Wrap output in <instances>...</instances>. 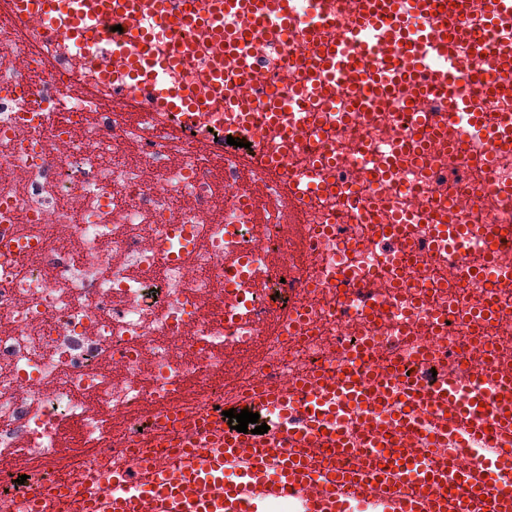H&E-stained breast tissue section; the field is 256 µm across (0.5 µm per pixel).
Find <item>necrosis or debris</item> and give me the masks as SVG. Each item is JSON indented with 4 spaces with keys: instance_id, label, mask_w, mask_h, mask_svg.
Listing matches in <instances>:
<instances>
[{
    "instance_id": "1",
    "label": "necrosis or debris",
    "mask_w": 512,
    "mask_h": 512,
    "mask_svg": "<svg viewBox=\"0 0 512 512\" xmlns=\"http://www.w3.org/2000/svg\"><path fill=\"white\" fill-rule=\"evenodd\" d=\"M38 26L0 23L1 462L27 460L42 482L74 434L90 450L78 476L106 482L192 436L164 412L211 413L355 355L373 373L397 366V393L491 367L512 381V154L490 135L419 154L411 113L354 114L339 94L280 137L231 56L223 111L131 121L70 93L64 61L39 62L23 36ZM300 45L259 40L262 87L289 97ZM298 177L318 186L308 202ZM397 220L402 241L383 231ZM438 220L496 225L498 271L473 280L484 241L440 238ZM510 448L509 432L490 448L457 431L421 457L509 484Z\"/></svg>"
}]
</instances>
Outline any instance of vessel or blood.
<instances>
[{
    "mask_svg": "<svg viewBox=\"0 0 512 512\" xmlns=\"http://www.w3.org/2000/svg\"><path fill=\"white\" fill-rule=\"evenodd\" d=\"M20 22L48 20L59 9L69 15L67 68L78 92L102 97L113 108L125 109L149 102L155 112L191 113L218 108L224 99V73L207 69L181 88L169 87L167 75L185 68L186 48L169 49L157 56L151 32L135 27L126 45H109L100 51L103 22L111 14L140 15L149 11L157 23L177 22L208 41L216 59L235 56L242 85H251L255 61L250 45L257 36L301 28L307 45L316 49L317 65L301 67L292 76L296 86L294 107L304 111L308 97L344 87L356 110L368 111L399 102L410 112L423 135L444 132L455 147L467 144L469 130L490 131L500 153H512V129H489L485 113L469 114L467 124L457 120L467 112L469 89L492 91L512 101V0H319L315 24L302 25L292 0H0ZM477 15L481 30L467 19ZM244 16L251 27L227 34L225 20ZM426 19L414 29L412 17ZM339 29L336 42L323 38ZM435 98L444 107L435 117L420 111L422 100ZM359 366L347 367L341 376L319 374L299 391L264 390L243 399L241 408L257 412L266 408L287 417L289 404L302 403L305 423L272 433L244 434L231 429L225 419L204 415L189 420L201 438L183 444L164 456L157 471L136 474L132 489L124 493L104 484L99 495L85 496L77 482L57 474L46 487L30 490L23 501L25 512H41L53 503L57 512H254L248 487L277 498L301 499L304 512H350L351 503H364L370 483L384 475L365 438L368 452L358 471L342 470L312 457L311 449L327 448L332 454L348 452L341 428L343 411L362 402L365 394ZM497 377L485 371L470 382L444 381L423 389L412 388L409 405L428 409L441 432L468 422L478 438L493 437L512 428V401L498 398ZM324 417L326 429L313 430L307 420ZM398 441L434 444L433 434L418 432L412 414L397 415L390 424ZM246 458L250 468L241 480L224 478V462ZM390 468L408 476L407 489L386 496L387 512H475L481 496L495 497L499 512H512V492L502 496L494 485L471 482L456 461L421 462L411 452L390 454ZM323 472L320 492L306 488L316 472Z\"/></svg>",
    "mask_w": 512,
    "mask_h": 512,
    "instance_id": "vessel-or-blood-1",
    "label": "vessel or blood"
}]
</instances>
